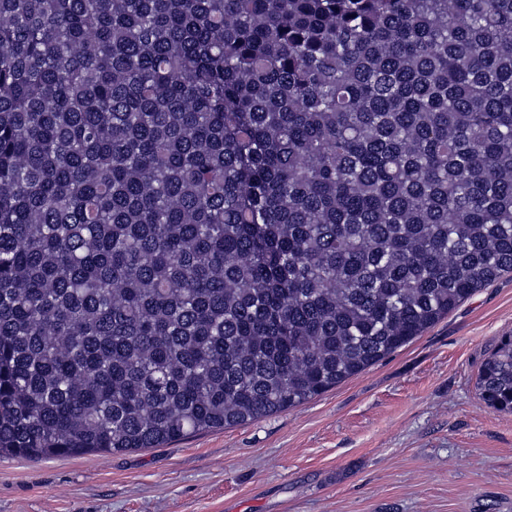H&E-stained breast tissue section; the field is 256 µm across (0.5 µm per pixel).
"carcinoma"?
I'll list each match as a JSON object with an SVG mask.
<instances>
[{"instance_id": "1", "label": "carcinoma", "mask_w": 512, "mask_h": 512, "mask_svg": "<svg viewBox=\"0 0 512 512\" xmlns=\"http://www.w3.org/2000/svg\"><path fill=\"white\" fill-rule=\"evenodd\" d=\"M511 272L512 0H0V456L303 404Z\"/></svg>"}]
</instances>
